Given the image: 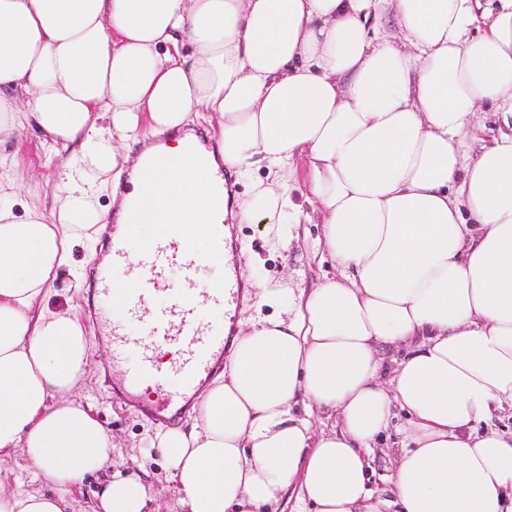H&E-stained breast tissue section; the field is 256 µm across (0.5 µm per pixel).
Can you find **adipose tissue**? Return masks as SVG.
I'll use <instances>...</instances> for the list:
<instances>
[{"label":"adipose tissue","instance_id":"ef3b65f1","mask_svg":"<svg viewBox=\"0 0 512 512\" xmlns=\"http://www.w3.org/2000/svg\"><path fill=\"white\" fill-rule=\"evenodd\" d=\"M202 122V171L183 137L153 168L115 146ZM27 125L72 154L52 217L17 218L0 181V461L55 491L0 478V512H73L89 475L105 485L86 512H152L75 398L82 324L42 306L108 222L97 180L125 171L117 222L138 245L167 224L200 242L231 212L276 218L279 249L320 224L313 253L336 267L256 281L276 315L236 337L192 424L151 440L183 512H273L290 491L295 512H512V434L479 428L512 411V0H0V157ZM222 167L267 178L231 211ZM390 434L384 496L369 469ZM0 469L7 473L11 488L15 491L22 493L42 491L46 493L53 490L52 486L47 484L35 470L27 467L19 457L1 462Z\"/></svg>","mask_w":512,"mask_h":512}]
</instances>
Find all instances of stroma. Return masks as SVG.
Masks as SVG:
<instances>
[{
  "label": "stroma",
  "instance_id": "1",
  "mask_svg": "<svg viewBox=\"0 0 512 512\" xmlns=\"http://www.w3.org/2000/svg\"><path fill=\"white\" fill-rule=\"evenodd\" d=\"M19 143L16 158L0 163V177L14 178L19 185L14 214L24 217L31 207L51 214L54 186L66 158L49 149L40 132L33 127L20 133ZM231 231L230 263L241 278L269 277L277 282L287 276L293 287L310 288L322 276L336 273L331 262H310L311 246L307 243L289 252L269 251L267 230L263 224H235ZM104 256L105 242L101 239L77 248L73 254L72 271L59 275L55 282L56 292L49 298L48 305L54 310L77 306L81 324L93 344L85 381L76 398L92 404L97 418L110 429L113 471L138 475L149 483L156 494L159 512H181L179 494L169 470L161 455L149 446L150 437L157 431L156 425L118 403L105 377L112 349L92 323L89 297L94 269Z\"/></svg>",
  "mask_w": 512,
  "mask_h": 512
}]
</instances>
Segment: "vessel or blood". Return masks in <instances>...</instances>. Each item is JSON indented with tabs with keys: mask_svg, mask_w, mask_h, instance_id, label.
Returning a JSON list of instances; mask_svg holds the SVG:
<instances>
[{
	"mask_svg": "<svg viewBox=\"0 0 512 512\" xmlns=\"http://www.w3.org/2000/svg\"><path fill=\"white\" fill-rule=\"evenodd\" d=\"M109 256V263L98 268L92 288L105 310L100 325L112 345L106 375L122 403L152 421L171 422L195 398L200 385L223 365L232 340L228 314L235 301L242 298L244 284L231 271L222 288L199 292L202 266L193 244L171 224L142 247L136 246L129 232H114L109 240ZM133 256L146 277L136 287L117 291L112 281ZM174 267L182 273L179 294L153 315H145V303L161 292L166 272ZM140 324L149 327L152 340L141 344L137 361L131 362L125 356L130 330ZM161 345L176 351L169 364L157 360L156 351ZM162 377L176 378V391L156 386L152 397H143L145 383Z\"/></svg>",
	"mask_w": 512,
	"mask_h": 512,
	"instance_id": "vessel-or-blood-1",
	"label": "vessel or blood"
}]
</instances>
